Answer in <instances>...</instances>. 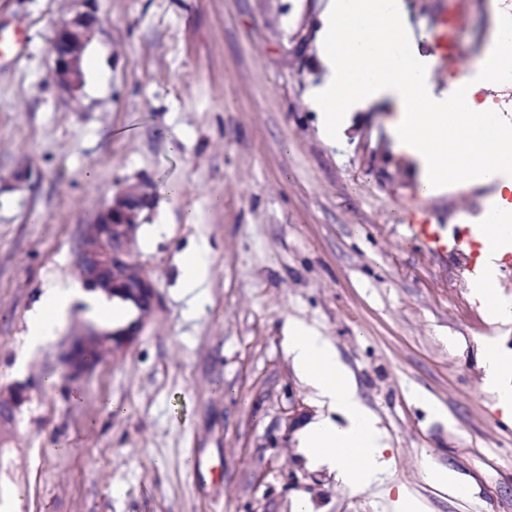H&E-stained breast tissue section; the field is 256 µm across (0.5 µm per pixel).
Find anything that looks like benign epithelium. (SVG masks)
I'll list each match as a JSON object with an SVG mask.
<instances>
[{"instance_id": "benign-epithelium-1", "label": "benign epithelium", "mask_w": 512, "mask_h": 512, "mask_svg": "<svg viewBox=\"0 0 512 512\" xmlns=\"http://www.w3.org/2000/svg\"><path fill=\"white\" fill-rule=\"evenodd\" d=\"M79 5L72 17L55 31L53 81L65 91H74L83 83L82 51L92 38L97 25L93 12L84 9L87 0H74ZM155 192L144 181L124 188L112 203L85 226L78 251L77 275L83 287L106 298L120 297L133 303L138 317L124 328L87 327L61 354L71 377L82 375L88 368L86 355L100 362L114 356L140 335L157 300L153 278L133 267L129 242L134 225L142 212L152 207ZM25 401L24 390L13 386L0 389V439L5 438L16 413Z\"/></svg>"}]
</instances>
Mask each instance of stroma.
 <instances>
[{
    "label": "stroma",
    "mask_w": 512,
    "mask_h": 512,
    "mask_svg": "<svg viewBox=\"0 0 512 512\" xmlns=\"http://www.w3.org/2000/svg\"><path fill=\"white\" fill-rule=\"evenodd\" d=\"M420 47L457 18L462 77L492 42V0H405ZM324 0H93L99 67L72 93L51 79L72 0H0L24 51L0 70V386L25 385L0 448V512H512V425L483 388L478 342L512 350L467 274L410 242L412 163L388 115L356 113L327 144L306 101L321 78ZM156 202L135 225V267L158 299L141 336L83 376L45 387L89 318L73 305L31 351L28 317L48 288H79L86 224L126 186ZM481 185L433 198L471 226ZM210 274L183 293L186 249ZM328 338L386 436L376 483L352 489L310 467L295 433L322 408L283 345L287 322ZM468 488H437L430 470Z\"/></svg>",
    "instance_id": "stroma-1"
}]
</instances>
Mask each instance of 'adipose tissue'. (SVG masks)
Returning a JSON list of instances; mask_svg holds the SVG:
<instances>
[{
    "instance_id": "ef3b65f1",
    "label": "adipose tissue",
    "mask_w": 512,
    "mask_h": 512,
    "mask_svg": "<svg viewBox=\"0 0 512 512\" xmlns=\"http://www.w3.org/2000/svg\"><path fill=\"white\" fill-rule=\"evenodd\" d=\"M508 39L511 27L498 30L496 45L475 63L473 75L443 89L433 80L434 58L421 52L403 0H326L317 34L323 78L307 100L319 115L322 137L332 145L343 139L355 113L385 105L394 147L415 162L423 197L494 184L483 222L472 227L480 257L469 283L472 299L493 324L512 321V302L498 288L503 261L512 255V225L499 218L512 207V123L482 93L512 73V55L497 50ZM73 301L72 292L62 289L40 295L28 320L31 346L52 339ZM284 347L300 378L327 408L297 431L301 453L310 466L337 472L349 487L370 486L387 464V443L348 367L319 331L298 321L286 325ZM479 360L485 391L504 421L512 423V351L486 337Z\"/></svg>"
}]
</instances>
